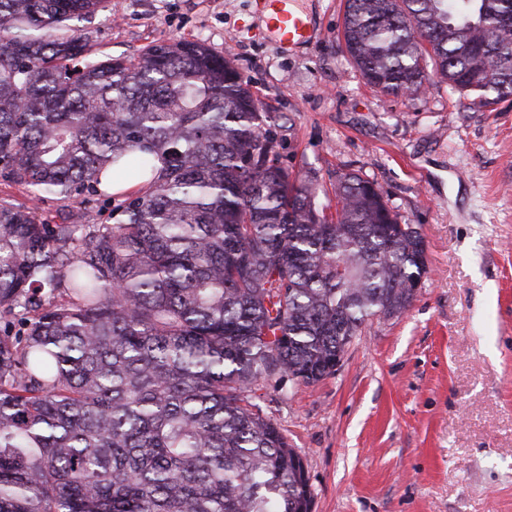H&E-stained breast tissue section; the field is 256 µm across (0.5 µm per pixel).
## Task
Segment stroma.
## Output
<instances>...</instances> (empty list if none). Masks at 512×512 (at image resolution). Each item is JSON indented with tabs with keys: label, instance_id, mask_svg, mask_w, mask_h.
Masks as SVG:
<instances>
[{
	"label": "stroma",
	"instance_id": "1",
	"mask_svg": "<svg viewBox=\"0 0 512 512\" xmlns=\"http://www.w3.org/2000/svg\"><path fill=\"white\" fill-rule=\"evenodd\" d=\"M258 0H112L100 53L199 41L231 56L285 165L333 194L353 172L417 225L427 273L336 373L252 396L303 459L312 512H512V97L475 107L436 73L393 97L340 40L342 0H302L310 43L282 53Z\"/></svg>",
	"mask_w": 512,
	"mask_h": 512
}]
</instances>
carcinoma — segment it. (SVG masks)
Wrapping results in <instances>:
<instances>
[{
  "instance_id": "1",
  "label": "carcinoma",
  "mask_w": 512,
  "mask_h": 512,
  "mask_svg": "<svg viewBox=\"0 0 512 512\" xmlns=\"http://www.w3.org/2000/svg\"><path fill=\"white\" fill-rule=\"evenodd\" d=\"M111 5L0 0V176L64 214L0 199V512H309L249 392L335 374L407 310L423 237L355 174L321 202L205 44L100 54ZM341 40L387 95L431 65L479 108L512 97V0H344ZM99 194L113 222L69 209Z\"/></svg>"
}]
</instances>
